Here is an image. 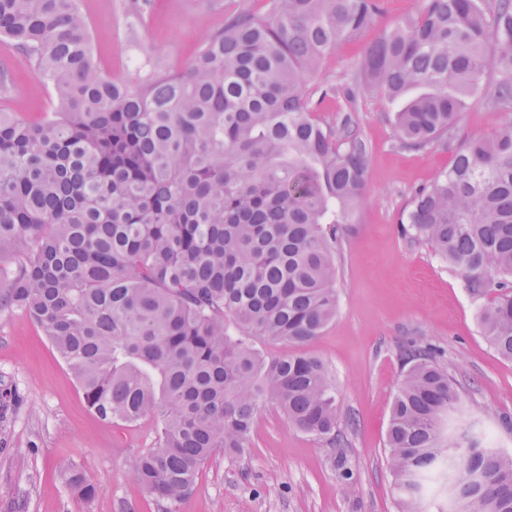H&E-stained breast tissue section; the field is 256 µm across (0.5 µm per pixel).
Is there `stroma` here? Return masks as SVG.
Segmentation results:
<instances>
[{
  "label": "stroma",
  "mask_w": 512,
  "mask_h": 512,
  "mask_svg": "<svg viewBox=\"0 0 512 512\" xmlns=\"http://www.w3.org/2000/svg\"><path fill=\"white\" fill-rule=\"evenodd\" d=\"M126 0H81L101 60L119 65L136 47L122 25ZM225 0H156L144 36L166 65L183 67L201 42L224 24ZM364 39L345 43L318 78L345 83L357 71ZM0 64L13 72L10 111L39 117L48 86L0 42ZM351 113L368 142L367 188L352 235L336 244L338 311L308 352L326 364L335 388L342 446L299 431L274 407L259 414L245 454H216L200 470L174 512H400L387 466L386 431L410 343L438 348V363L465 394L460 430L480 443L512 449V361L484 339L482 300L461 273L423 243L402 234L400 220L415 191L453 159L451 148H403L389 113L374 98L348 109L326 101L322 114ZM512 122L479 101L462 112L453 142ZM0 388L21 397L0 417V512H157L133 477L136 457L157 441L148 420L114 424L91 411L65 363L26 315L0 319ZM84 469L96 495L83 500L63 482L57 464Z\"/></svg>",
  "instance_id": "1"
}]
</instances>
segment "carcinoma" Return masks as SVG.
I'll use <instances>...</instances> for the list:
<instances>
[{
    "instance_id": "1",
    "label": "carcinoma",
    "mask_w": 512,
    "mask_h": 512,
    "mask_svg": "<svg viewBox=\"0 0 512 512\" xmlns=\"http://www.w3.org/2000/svg\"><path fill=\"white\" fill-rule=\"evenodd\" d=\"M151 0H128L130 35ZM382 0H237L178 71L141 43L133 73L93 53L79 0H0V40L53 94L30 121L0 110V318L25 313L106 421L161 423L133 475L158 512L192 489L216 453L249 447L267 404L294 428L341 442L324 362L305 347L336 317L334 250L366 190L369 146L341 95L394 111L402 147L430 148L469 102L512 112V0H423L379 24ZM380 27L352 85L307 82L348 41ZM495 83L487 81L489 71ZM406 223L457 268L482 334L512 360V124L468 136L419 188ZM281 344L270 357L251 340ZM435 349L410 364L387 431L404 512H421L438 468L454 512H512V454L448 424L461 394ZM89 500L84 471L60 463Z\"/></svg>"
}]
</instances>
